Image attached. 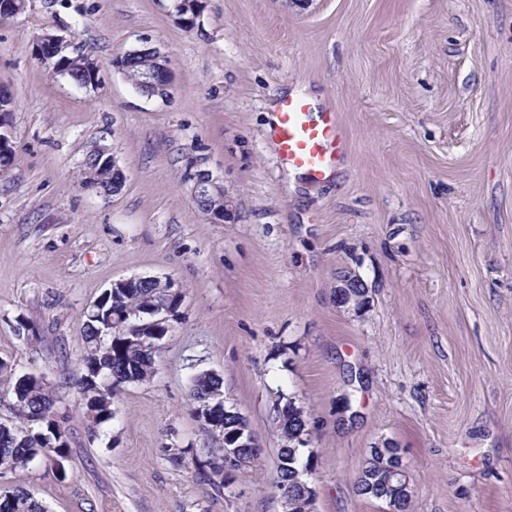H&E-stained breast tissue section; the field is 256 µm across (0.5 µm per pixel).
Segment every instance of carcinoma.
<instances>
[{
    "label": "carcinoma",
    "instance_id": "carcinoma-1",
    "mask_svg": "<svg viewBox=\"0 0 512 512\" xmlns=\"http://www.w3.org/2000/svg\"><path fill=\"white\" fill-rule=\"evenodd\" d=\"M120 61L124 75L131 83L141 79L142 74L158 69L157 56L150 49L128 52ZM59 76L73 84L84 87L96 85L91 71L80 53H63L56 59ZM11 99L0 93V170L8 168L15 157L16 147L12 136L5 133L11 127ZM88 171L80 172L78 184L83 190L89 185L100 194H117L124 186L122 170L112 164V154L101 149L85 157ZM157 303L164 304L172 319H177L181 300L171 297L157 286L138 283L116 291L107 288L85 311L83 323V362L85 372L78 380V389L83 401V417L88 430L96 435L103 431L113 418L112 398L115 388L123 383H143L153 375L154 357L160 341L141 345L133 336L143 334L138 327L146 308ZM221 380L203 373L194 379L191 397L192 409L201 407L205 398L216 402L222 395ZM8 406L16 419L14 423H0V470H15L26 467L39 455L49 464L65 462L70 455L69 443L54 410V401L49 387L38 376L26 374L16 379L11 390L0 396V404ZM215 423L207 424L208 432L227 442L230 434L242 423L234 414L224 415L222 405L211 409ZM284 423L278 428L281 437L277 468L276 488L289 494L305 479L303 468L288 462L294 456H302L300 439H308L307 421L293 401H288L283 412ZM219 448H204L196 456V464L202 472L220 475V466L214 463ZM391 458L386 453L370 450L365 468L356 479V492L385 504L396 500V508L408 512L411 494L397 495L386 487ZM0 512H47L46 506L30 491L0 490Z\"/></svg>",
    "mask_w": 512,
    "mask_h": 512
}]
</instances>
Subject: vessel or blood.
<instances>
[{"label": "vessel or blood", "mask_w": 512, "mask_h": 512, "mask_svg": "<svg viewBox=\"0 0 512 512\" xmlns=\"http://www.w3.org/2000/svg\"><path fill=\"white\" fill-rule=\"evenodd\" d=\"M281 161L311 181L338 169L346 154V137L336 112L305 97L277 99L269 121Z\"/></svg>", "instance_id": "vessel-or-blood-1"}]
</instances>
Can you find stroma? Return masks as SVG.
Masks as SVG:
<instances>
[{
	"label": "stroma",
	"mask_w": 512,
	"mask_h": 512,
	"mask_svg": "<svg viewBox=\"0 0 512 512\" xmlns=\"http://www.w3.org/2000/svg\"><path fill=\"white\" fill-rule=\"evenodd\" d=\"M52 32L98 63L79 89L35 53ZM159 48L171 97L138 93L114 61ZM301 89L348 135L337 172L291 186L266 127ZM13 164L0 172V394L44 376L69 435L68 476L43 460L0 473L48 512H283L277 398L307 420L313 512H388L354 481L401 448L409 512H512V0H30L0 20ZM113 151L115 195L78 186ZM229 212L204 214L187 174ZM344 275L367 284L339 306ZM183 293L150 381L119 385L92 436L77 381L84 313L115 280ZM36 340H28V332ZM218 376L263 452L216 488L191 413ZM191 192L194 198H211L224 196V188L218 185L208 173L198 172L192 179ZM221 387V380L218 377L208 373L200 374L194 379L191 397L193 401L192 409L196 417L197 409L200 408L203 404L205 396H209V398L212 400V404H215L216 401L224 397L218 393L216 394V392L222 393Z\"/></svg>",
	"instance_id": "1"
}]
</instances>
